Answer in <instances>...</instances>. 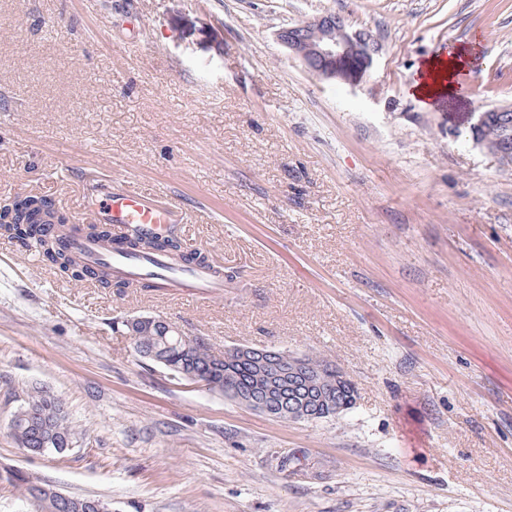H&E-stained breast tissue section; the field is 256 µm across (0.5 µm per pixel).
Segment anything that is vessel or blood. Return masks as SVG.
<instances>
[{"label": "vessel or blood", "instance_id": "obj_1", "mask_svg": "<svg viewBox=\"0 0 512 512\" xmlns=\"http://www.w3.org/2000/svg\"><path fill=\"white\" fill-rule=\"evenodd\" d=\"M90 213L95 217H104L112 228L113 237L117 239L133 225L161 233L171 222L170 213L156 209L145 195L126 190L100 196L93 203ZM47 233L68 252L100 268L106 277H154L158 280L160 290L188 299L219 296L224 292V274L219 267L171 262L158 257L146 258L139 252L95 241L79 224H51L47 227Z\"/></svg>", "mask_w": 512, "mask_h": 512}]
</instances>
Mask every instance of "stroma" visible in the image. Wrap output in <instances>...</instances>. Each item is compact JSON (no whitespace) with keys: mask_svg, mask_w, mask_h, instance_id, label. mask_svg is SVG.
<instances>
[{"mask_svg":"<svg viewBox=\"0 0 512 512\" xmlns=\"http://www.w3.org/2000/svg\"><path fill=\"white\" fill-rule=\"evenodd\" d=\"M326 13L380 45L360 85L276 39ZM457 48L467 94L425 104L418 69ZM510 103L512 0H0V204L76 222L134 189L229 273L122 293L0 235V468L112 512H512V167L468 137ZM139 316L327 358L357 403L281 421L192 387L136 355ZM35 386L72 448L10 435Z\"/></svg>","mask_w":512,"mask_h":512,"instance_id":"35a3bbf8","label":"stroma"}]
</instances>
